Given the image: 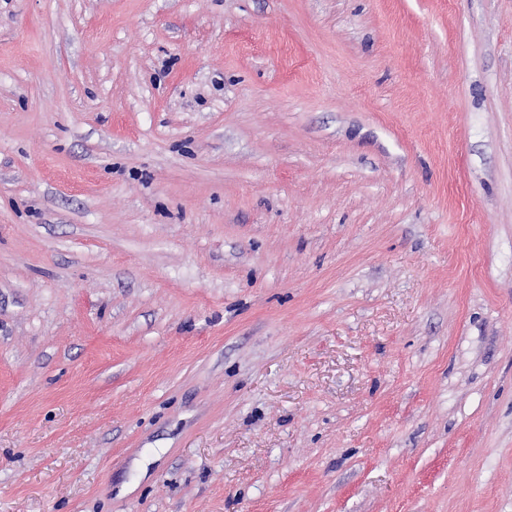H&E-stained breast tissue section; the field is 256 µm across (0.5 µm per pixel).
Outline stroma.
<instances>
[{
    "mask_svg": "<svg viewBox=\"0 0 512 512\" xmlns=\"http://www.w3.org/2000/svg\"><path fill=\"white\" fill-rule=\"evenodd\" d=\"M0 512H512V0H0Z\"/></svg>",
    "mask_w": 512,
    "mask_h": 512,
    "instance_id": "obj_1",
    "label": "stroma"
}]
</instances>
